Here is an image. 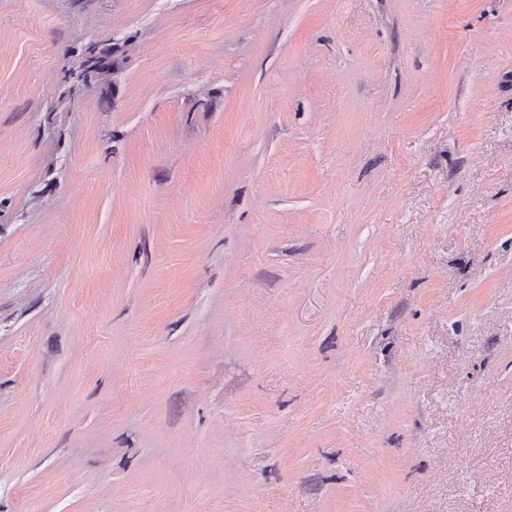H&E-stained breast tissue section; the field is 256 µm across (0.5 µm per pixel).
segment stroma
Listing matches in <instances>:
<instances>
[{
  "instance_id": "stroma-1",
  "label": "stroma",
  "mask_w": 512,
  "mask_h": 512,
  "mask_svg": "<svg viewBox=\"0 0 512 512\" xmlns=\"http://www.w3.org/2000/svg\"><path fill=\"white\" fill-rule=\"evenodd\" d=\"M0 512H512V0H0ZM112 51L107 45L99 48L97 44H91L84 48L81 54L79 66L71 69L68 74L71 79L90 70L99 71V75H106L113 67L114 62L111 61Z\"/></svg>"
}]
</instances>
